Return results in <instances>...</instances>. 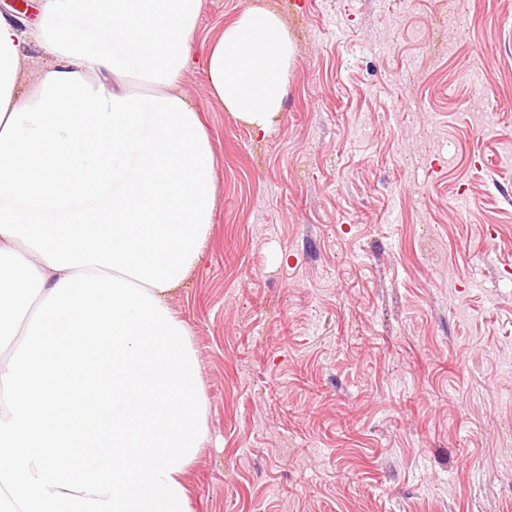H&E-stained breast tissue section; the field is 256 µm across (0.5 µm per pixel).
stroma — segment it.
I'll return each mask as SVG.
<instances>
[{
  "label": "stroma",
  "mask_w": 512,
  "mask_h": 512,
  "mask_svg": "<svg viewBox=\"0 0 512 512\" xmlns=\"http://www.w3.org/2000/svg\"><path fill=\"white\" fill-rule=\"evenodd\" d=\"M258 0H201V55ZM254 133L183 88L216 208L174 309L209 440L192 512H512V0H266Z\"/></svg>",
  "instance_id": "stroma-1"
}]
</instances>
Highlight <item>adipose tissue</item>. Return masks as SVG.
Instances as JSON below:
<instances>
[{"mask_svg":"<svg viewBox=\"0 0 512 512\" xmlns=\"http://www.w3.org/2000/svg\"><path fill=\"white\" fill-rule=\"evenodd\" d=\"M201 0H40L0 12V512H191L208 437L172 296L199 265L215 157L193 63L267 133L294 47L244 12L193 60ZM56 67L27 87L33 52ZM145 84L142 94L127 86Z\"/></svg>","mask_w":512,"mask_h":512,"instance_id":"1","label":"adipose tissue"}]
</instances>
